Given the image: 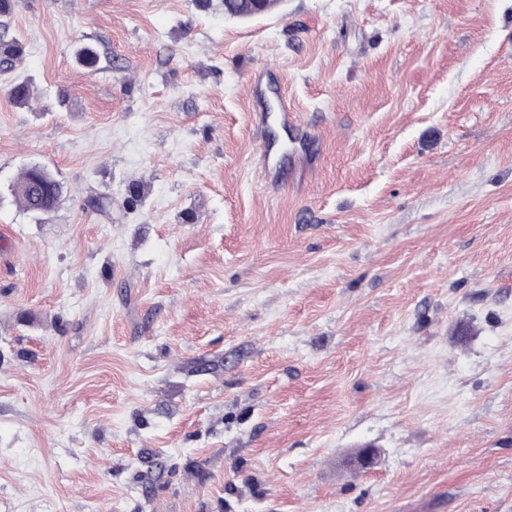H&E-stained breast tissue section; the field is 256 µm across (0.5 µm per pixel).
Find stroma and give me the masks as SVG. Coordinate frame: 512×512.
<instances>
[{
    "label": "stroma",
    "instance_id": "obj_1",
    "mask_svg": "<svg viewBox=\"0 0 512 512\" xmlns=\"http://www.w3.org/2000/svg\"><path fill=\"white\" fill-rule=\"evenodd\" d=\"M12 4L0 512H512V0ZM275 83L280 86V83L277 81V74L274 71L262 70L255 75L253 89L254 111L259 123L263 127H267L268 119L271 117V114L266 111V93L271 90ZM292 112L293 111L288 107V104L284 101V99H282L278 111V120L283 127L293 131L297 141L301 145L302 152L298 156L297 160L294 161V164L301 165L305 158L307 148L311 142V133L297 123L294 118V113ZM13 194L25 210L47 213L53 210L60 200V185L44 167H41L39 172L27 168L15 182Z\"/></svg>",
    "mask_w": 512,
    "mask_h": 512
}]
</instances>
